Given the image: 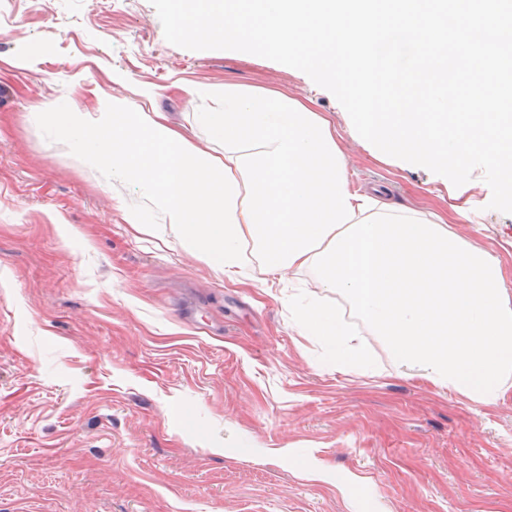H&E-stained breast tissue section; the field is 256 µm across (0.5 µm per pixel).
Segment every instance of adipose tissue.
<instances>
[{
    "label": "adipose tissue",
    "instance_id": "1",
    "mask_svg": "<svg viewBox=\"0 0 512 512\" xmlns=\"http://www.w3.org/2000/svg\"><path fill=\"white\" fill-rule=\"evenodd\" d=\"M100 107L89 119L64 92L48 118L107 185H136L187 253L231 280L254 260L267 274L314 270L425 383L486 406L504 397L512 292L499 259L464 243L436 214L379 205L353 188L335 129L305 103L225 90L223 103L201 115L224 146L220 157L161 113L119 97ZM299 328L343 369L363 365L336 312L307 307Z\"/></svg>",
    "mask_w": 512,
    "mask_h": 512
}]
</instances>
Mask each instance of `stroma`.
Wrapping results in <instances>:
<instances>
[{
	"label": "stroma",
	"mask_w": 512,
	"mask_h": 512,
	"mask_svg": "<svg viewBox=\"0 0 512 512\" xmlns=\"http://www.w3.org/2000/svg\"><path fill=\"white\" fill-rule=\"evenodd\" d=\"M188 85L306 103L356 186L447 215L512 289V214L482 171L456 187L384 155L302 71L168 43L150 0H0V512H512V389L486 407L424 383L314 271L225 279L36 118L68 90L95 113L149 86L214 151L197 117L216 102ZM314 303L345 315L363 370L300 336Z\"/></svg>",
	"instance_id": "obj_1"
}]
</instances>
